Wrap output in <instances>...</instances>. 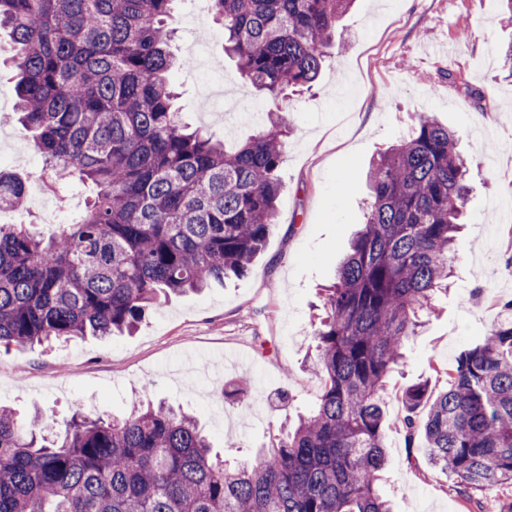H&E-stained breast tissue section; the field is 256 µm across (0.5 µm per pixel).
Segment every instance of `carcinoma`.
<instances>
[{
	"label": "carcinoma",
	"instance_id": "cac0c4a2",
	"mask_svg": "<svg viewBox=\"0 0 512 512\" xmlns=\"http://www.w3.org/2000/svg\"><path fill=\"white\" fill-rule=\"evenodd\" d=\"M175 0H0L19 123L46 187L84 197L45 240L0 224V347L131 331L160 294L244 274L276 218L284 116L227 150L181 123L168 74ZM224 54L277 99L319 75L353 0H210ZM454 131L421 115L369 170L365 222L314 332L318 405L279 443L235 465L212 454L195 416L132 401L75 416L63 435L0 408V512H392L387 378L448 289L468 201ZM26 183L0 171V208ZM408 439L430 464L481 490L512 484V302L446 372L401 393Z\"/></svg>",
	"mask_w": 512,
	"mask_h": 512
}]
</instances>
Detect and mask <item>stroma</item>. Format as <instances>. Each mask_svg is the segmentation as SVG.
<instances>
[{
	"mask_svg": "<svg viewBox=\"0 0 512 512\" xmlns=\"http://www.w3.org/2000/svg\"><path fill=\"white\" fill-rule=\"evenodd\" d=\"M171 82L186 123L227 144L259 126L253 106L284 112L290 134L276 223L243 276L173 295L133 334L84 336L0 352V407L60 431L74 412L123 413L131 396L165 400L197 417L216 452L247 460L273 447L287 420L310 411L325 384L314 366L320 290L363 221L366 172L422 113L454 129L472 188L456 242L454 276L436 311L387 380L389 459L383 493L395 512H512V485L468 492L408 446L399 392L454 367L512 300V44L506 0H356L336 28L337 49L311 90L258 102L225 57L221 26L201 0H179ZM0 41V131L23 137ZM243 397H233L239 381Z\"/></svg>",
	"mask_w": 512,
	"mask_h": 512,
	"instance_id": "1",
	"label": "stroma"
}]
</instances>
